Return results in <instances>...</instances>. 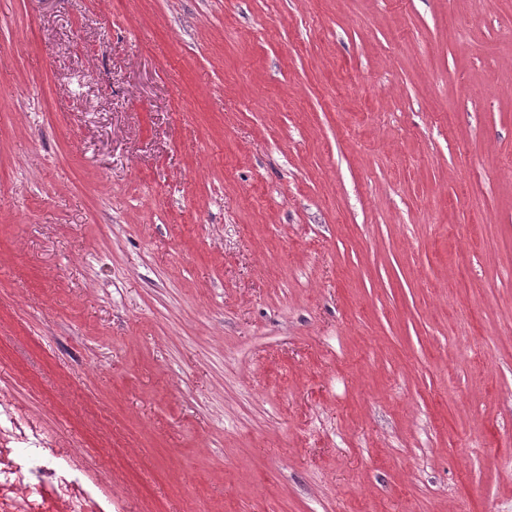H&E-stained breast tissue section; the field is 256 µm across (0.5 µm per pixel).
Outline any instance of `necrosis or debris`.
<instances>
[{"label": "necrosis or debris", "mask_w": 512, "mask_h": 512, "mask_svg": "<svg viewBox=\"0 0 512 512\" xmlns=\"http://www.w3.org/2000/svg\"><path fill=\"white\" fill-rule=\"evenodd\" d=\"M17 387L0 377V512H112L110 478L60 447Z\"/></svg>", "instance_id": "4bbe7bcc"}]
</instances>
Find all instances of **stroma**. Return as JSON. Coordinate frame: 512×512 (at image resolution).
Wrapping results in <instances>:
<instances>
[{
	"instance_id": "stroma-1",
	"label": "stroma",
	"mask_w": 512,
	"mask_h": 512,
	"mask_svg": "<svg viewBox=\"0 0 512 512\" xmlns=\"http://www.w3.org/2000/svg\"><path fill=\"white\" fill-rule=\"evenodd\" d=\"M0 374L112 512H512V0H0Z\"/></svg>"
}]
</instances>
